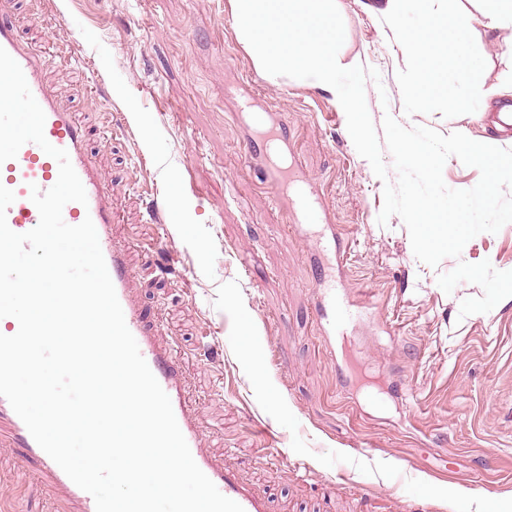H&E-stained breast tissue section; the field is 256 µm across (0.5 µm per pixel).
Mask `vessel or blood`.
<instances>
[{"instance_id": "b4317fda", "label": "vessel or blood", "mask_w": 512, "mask_h": 512, "mask_svg": "<svg viewBox=\"0 0 512 512\" xmlns=\"http://www.w3.org/2000/svg\"><path fill=\"white\" fill-rule=\"evenodd\" d=\"M21 28L20 20L7 22L0 19V48L5 49L20 65L34 98L45 113L46 139L53 146L67 151L87 195L86 203L71 202L65 205L64 221L77 225L84 219H92L125 322L137 341L141 355L169 396L175 418L196 464L219 491L240 504L244 512H270L266 495L245 482L236 468L218 462L203 448L198 414L190 408L185 397V381L177 351L174 347L158 343L153 325L144 319L131 296L133 273L127 262L128 247L112 237L115 216L111 202L112 187L88 158L82 124L47 83L46 56L23 39ZM285 138L284 130L265 127L260 129L258 138L249 139L246 145L247 153L259 159L275 195L280 198L284 197L285 187L293 172L285 166L269 165L268 146ZM58 173L56 160L32 142L23 145L15 159L0 164V184L15 194V200L6 214L11 230L25 233L38 224L39 212L30 199V189L35 186L42 191L48 190L55 184ZM318 299L320 309H331L337 313L339 321L352 318L354 303L347 292L339 290L336 282L320 281ZM0 426L8 429L13 445L23 448L27 458L35 463L39 478L54 485L65 499L77 505L79 512H96L92 496L75 485L39 447L8 400L1 396Z\"/></svg>"}]
</instances>
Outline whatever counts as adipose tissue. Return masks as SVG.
<instances>
[{
  "mask_svg": "<svg viewBox=\"0 0 512 512\" xmlns=\"http://www.w3.org/2000/svg\"><path fill=\"white\" fill-rule=\"evenodd\" d=\"M470 33L471 17L461 9L443 16L424 15L418 26L399 30L414 75L406 89L416 103H425L429 93L446 84L449 76L468 80L479 72L482 61L469 49Z\"/></svg>",
  "mask_w": 512,
  "mask_h": 512,
  "instance_id": "adipose-tissue-1",
  "label": "adipose tissue"
}]
</instances>
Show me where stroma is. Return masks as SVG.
<instances>
[{"mask_svg": "<svg viewBox=\"0 0 512 512\" xmlns=\"http://www.w3.org/2000/svg\"><path fill=\"white\" fill-rule=\"evenodd\" d=\"M14 2L32 46L75 48L71 65L48 77L112 183V232L129 246L134 293L159 340L178 350L207 453L239 467L271 512H476L464 490L512 502V300L463 318L461 302L482 288L462 282L448 294L437 284L461 260L512 270V223L437 267L417 260L399 216L377 222L384 181L356 151L337 97L305 79L271 85L232 0ZM367 2L336 0L343 67L380 74L365 83L374 126L389 114L512 149L488 120L512 102V27L488 30L485 0H430L435 15L470 12V49L483 60L458 86L471 111L451 114L443 93L421 106L405 91L397 31L419 14L390 18ZM251 83L287 125L326 223L300 224L249 162L251 122L230 89ZM171 175L180 224L165 190ZM337 275L351 294L372 296L339 333L331 312L315 309L317 279ZM245 329L258 375L237 343ZM262 427L278 454L265 451ZM491 457L496 467L485 466ZM17 500L28 512H77L0 437V506Z\"/></svg>", "mask_w": 512, "mask_h": 512, "instance_id": "1", "label": "stroma"}]
</instances>
